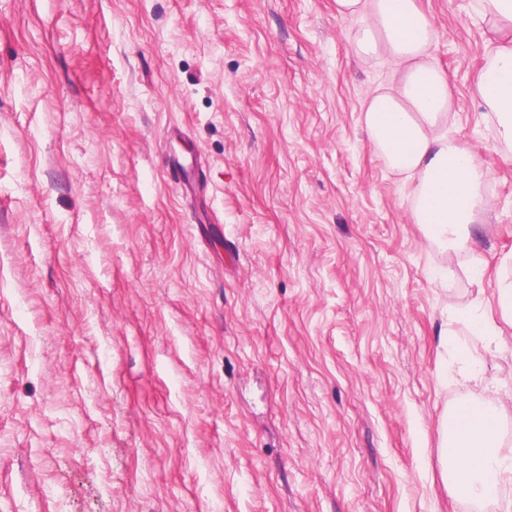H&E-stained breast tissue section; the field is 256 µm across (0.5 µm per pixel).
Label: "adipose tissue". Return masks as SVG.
Here are the masks:
<instances>
[{"label": "adipose tissue", "mask_w": 512, "mask_h": 512, "mask_svg": "<svg viewBox=\"0 0 512 512\" xmlns=\"http://www.w3.org/2000/svg\"><path fill=\"white\" fill-rule=\"evenodd\" d=\"M338 19L355 23L354 51L382 56L392 65L385 88L366 93L362 122L375 151L388 167L416 183L410 210L432 242L473 257L472 276L482 279L472 230L478 215L489 213L486 187L492 170L468 145L451 137L454 97L446 70L431 53L436 25L419 0H334ZM477 20L491 38L485 62L471 80L473 95L498 144L512 147V0H475ZM499 315L484 301L448 311L464 319L499 348H512V282L500 283ZM512 416V399L483 403L465 394L440 428L449 481L475 504H495L500 488L512 480V457L501 455V423Z\"/></svg>", "instance_id": "adipose-tissue-1"}]
</instances>
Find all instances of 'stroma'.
<instances>
[{
    "label": "stroma",
    "instance_id": "stroma-1",
    "mask_svg": "<svg viewBox=\"0 0 512 512\" xmlns=\"http://www.w3.org/2000/svg\"><path fill=\"white\" fill-rule=\"evenodd\" d=\"M421 3L495 171L479 283L368 141L388 63L334 0H0V512H477L452 352L493 403L512 349L448 308L512 277V153L471 0ZM460 384L462 386H482L485 389L494 388L499 383V377L495 374H488V372L480 367H476L467 361L459 371Z\"/></svg>",
    "mask_w": 512,
    "mask_h": 512
}]
</instances>
